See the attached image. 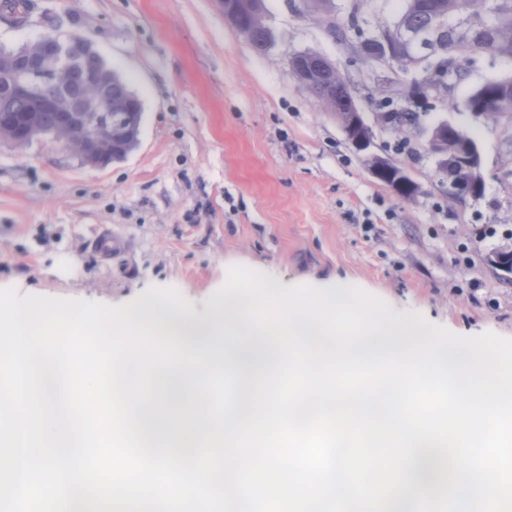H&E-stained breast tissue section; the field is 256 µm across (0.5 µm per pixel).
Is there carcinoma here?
Masks as SVG:
<instances>
[{"label":"carcinoma","instance_id":"obj_1","mask_svg":"<svg viewBox=\"0 0 512 512\" xmlns=\"http://www.w3.org/2000/svg\"><path fill=\"white\" fill-rule=\"evenodd\" d=\"M405 7L397 18L367 35L358 31L361 45L367 47L369 57L393 46L405 64L404 71L416 68L426 75L425 81L436 89L448 91V64L455 61H474L483 52L493 51L501 57L512 59V0H404ZM235 15L231 22L258 51L265 50L271 42V33L265 26L263 0H235ZM412 31L435 30L432 54L421 64H416L412 49L399 42L400 27ZM294 78L311 92L322 104L348 121L356 111L353 94L336 67L323 57L300 53ZM108 68L97 52H80L65 84L51 87L48 93L66 99V110L49 109L42 95H23L17 92L12 80L0 73V118L21 121L30 113L38 117L40 125L48 132L59 129L77 130L76 114L88 106L107 103L112 105V119L119 121L141 111L138 97L128 88L117 73L109 82L89 84V79ZM376 88L381 98L379 117L393 130L406 133L417 127L420 113L406 107L390 109L392 97L388 90L393 80L387 76L376 77ZM470 114L497 115L512 121V75L488 81L474 90L465 103ZM460 129L448 125V139L444 144L433 145L431 151L463 154L454 170H443L448 180L476 178L481 172L480 154L476 142L468 139L470 148L460 150ZM138 133L132 132L116 142L112 160L123 159L137 144Z\"/></svg>","mask_w":512,"mask_h":512}]
</instances>
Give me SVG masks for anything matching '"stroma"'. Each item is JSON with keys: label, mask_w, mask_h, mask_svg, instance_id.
I'll list each match as a JSON object with an SVG mask.
<instances>
[{"label": "stroma", "mask_w": 512, "mask_h": 512, "mask_svg": "<svg viewBox=\"0 0 512 512\" xmlns=\"http://www.w3.org/2000/svg\"><path fill=\"white\" fill-rule=\"evenodd\" d=\"M334 3L328 17L303 0H264L272 42L263 52L219 0H32L23 26L0 14L7 48L50 20L88 39L143 112L136 147L103 168L48 137L0 144V287L120 305L170 286L206 320L237 265L279 287L352 285L458 335L512 338V275L487 261L512 248V123L464 107L481 84L512 75V59L485 53L448 95L422 100L401 152L400 133L365 95L372 60L328 23L354 12L373 29L404 2ZM300 52L335 65L372 130L369 154L293 78ZM440 120L475 140L480 199H449L428 150ZM371 154L408 172L413 199L373 176Z\"/></svg>", "instance_id": "1"}]
</instances>
